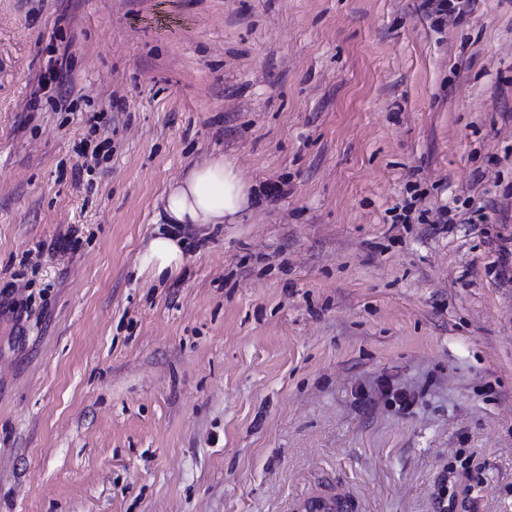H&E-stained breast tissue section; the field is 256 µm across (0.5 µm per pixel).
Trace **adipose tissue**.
Returning <instances> with one entry per match:
<instances>
[{
	"mask_svg": "<svg viewBox=\"0 0 512 512\" xmlns=\"http://www.w3.org/2000/svg\"><path fill=\"white\" fill-rule=\"evenodd\" d=\"M253 201L234 162L218 158L193 168L163 198L166 231L158 232L139 256V268L153 278L170 277L184 263L185 241L173 225L236 223Z\"/></svg>",
	"mask_w": 512,
	"mask_h": 512,
	"instance_id": "ef3b65f1",
	"label": "adipose tissue"
}]
</instances>
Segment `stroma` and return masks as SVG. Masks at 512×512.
Wrapping results in <instances>:
<instances>
[{
  "instance_id": "35a3bbf8",
  "label": "stroma",
  "mask_w": 512,
  "mask_h": 512,
  "mask_svg": "<svg viewBox=\"0 0 512 512\" xmlns=\"http://www.w3.org/2000/svg\"><path fill=\"white\" fill-rule=\"evenodd\" d=\"M221 156L259 206L139 272ZM4 290L0 512H287L318 479L512 512V0H0ZM431 8V15L435 17L436 24H442L445 18L454 16L461 18L468 12L469 1L455 0H425ZM173 228L164 232L157 230L139 256V268L141 272L150 273L153 278L172 277L184 263V237L175 234Z\"/></svg>"
}]
</instances>
